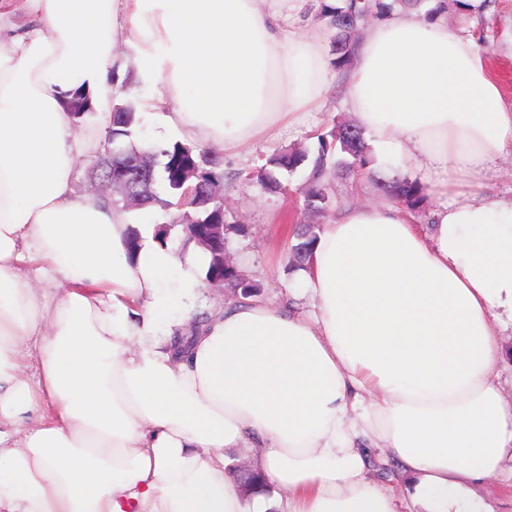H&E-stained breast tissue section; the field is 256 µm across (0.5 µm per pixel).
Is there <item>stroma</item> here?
<instances>
[{
	"mask_svg": "<svg viewBox=\"0 0 512 512\" xmlns=\"http://www.w3.org/2000/svg\"><path fill=\"white\" fill-rule=\"evenodd\" d=\"M442 21L449 31L472 37L483 50L491 70L501 85L503 98L512 102V0H479L477 6H460L450 0ZM120 78L125 81L117 98L130 105L140 118V132L135 138L139 147L154 152L178 142V135L162 126L159 119L147 113L136 88L130 54L125 46L115 49ZM355 116L344 103V85L332 82L320 111L303 117L295 127L283 130L276 139L258 143L251 158L242 162L221 156V167L230 179L224 192V212L233 224H245L244 236H229L225 243L227 257L243 267L261 285V299L295 313L304 312L302 302L293 292L299 285L297 275L289 273L286 255L291 245L288 226L297 221L317 223L318 218L301 209L310 176L308 167L279 172L286 186L283 194L265 191L256 174L277 149L314 150L315 134L333 125L354 122ZM334 195L338 205H382L386 196L377 190L369 171L337 176ZM365 476L371 483L404 497L405 482L401 466L382 444L368 441L361 444Z\"/></svg>",
	"mask_w": 512,
	"mask_h": 512,
	"instance_id": "35a3bbf8",
	"label": "stroma"
}]
</instances>
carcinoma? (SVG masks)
<instances>
[{
	"instance_id": "cac0c4a2",
	"label": "carcinoma",
	"mask_w": 512,
	"mask_h": 512,
	"mask_svg": "<svg viewBox=\"0 0 512 512\" xmlns=\"http://www.w3.org/2000/svg\"><path fill=\"white\" fill-rule=\"evenodd\" d=\"M391 10V5L382 0H338L336 4H321L320 16L330 32L332 65L338 72H344L351 66L353 50L356 46L352 27L346 25L348 19L360 26L372 15ZM138 120L136 113L121 104H112V123L105 127L104 142L112 147V159L133 160L143 152L133 141ZM348 126L332 127L316 134L317 147L312 153L307 151L280 150L270 156L267 166L261 168L260 181L265 189L272 193L283 190L282 183L275 176L277 170L294 171L303 165L311 166L312 183L303 201V210L328 218L336 211V198L333 193L335 176L340 170H362L372 159L369 155L363 130L354 127L357 143L345 142L342 132ZM165 158L161 175H153L148 191L138 205L123 201L113 206L125 213L147 209L156 204L170 206L172 202L164 200L158 194V182H163L167 192L177 198V205L195 209L197 217L205 224H224L226 215L217 208V204L204 205V196L212 193L224 195V172L220 170L219 158L209 150L196 146L176 143L171 147L158 150ZM378 186L397 206L410 210L420 208L428 198L427 187L417 180L393 176L380 178ZM320 227L315 224L294 225L293 239L288 252V269L297 272L306 267L311 256ZM226 287L232 289L235 296L251 298L257 296L259 285L247 271L235 268L227 274Z\"/></svg>"
}]
</instances>
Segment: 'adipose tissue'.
<instances>
[{"mask_svg": "<svg viewBox=\"0 0 512 512\" xmlns=\"http://www.w3.org/2000/svg\"><path fill=\"white\" fill-rule=\"evenodd\" d=\"M302 3L0 0V512H267L229 468L256 444L279 512H396L364 440L400 461L415 512H489L469 485L512 462L492 377L512 196L486 184L512 105L472 40L399 11L370 22L346 104L429 184L433 229L344 207L300 274L306 313L247 299L174 354L157 332L202 291L207 255L178 258L151 224L129 248L127 213L76 193L97 141L70 109L80 92L109 107L116 44L148 112L200 147L245 159L319 111L332 65L324 31L292 22Z\"/></svg>", "mask_w": 512, "mask_h": 512, "instance_id": "ef3b65f1", "label": "adipose tissue"}]
</instances>
